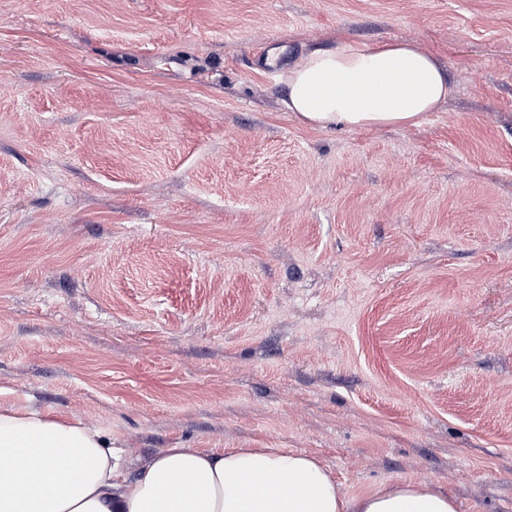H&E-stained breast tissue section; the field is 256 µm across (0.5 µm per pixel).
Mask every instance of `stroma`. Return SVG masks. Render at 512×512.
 Segmentation results:
<instances>
[{"instance_id":"stroma-1","label":"stroma","mask_w":512,"mask_h":512,"mask_svg":"<svg viewBox=\"0 0 512 512\" xmlns=\"http://www.w3.org/2000/svg\"><path fill=\"white\" fill-rule=\"evenodd\" d=\"M436 55L313 129L252 55ZM512 512V0H0V403Z\"/></svg>"}]
</instances>
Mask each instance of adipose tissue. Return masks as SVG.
I'll return each instance as SVG.
<instances>
[{
	"instance_id": "1",
	"label": "adipose tissue",
	"mask_w": 512,
	"mask_h": 512,
	"mask_svg": "<svg viewBox=\"0 0 512 512\" xmlns=\"http://www.w3.org/2000/svg\"><path fill=\"white\" fill-rule=\"evenodd\" d=\"M286 111L319 128L418 124L453 93L435 56L407 42L338 39L280 76ZM249 478L250 495L239 494ZM0 512H457L454 496L395 482L350 495L321 461L285 448H164L129 465L101 427L0 405Z\"/></svg>"
}]
</instances>
